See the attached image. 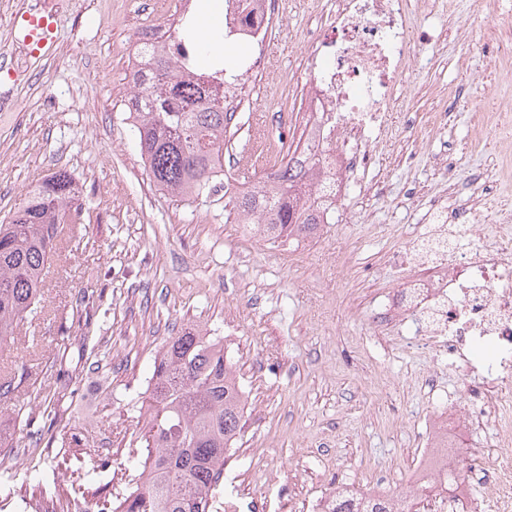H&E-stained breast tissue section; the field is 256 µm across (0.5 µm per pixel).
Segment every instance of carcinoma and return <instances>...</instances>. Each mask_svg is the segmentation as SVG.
I'll return each mask as SVG.
<instances>
[{"mask_svg": "<svg viewBox=\"0 0 512 512\" xmlns=\"http://www.w3.org/2000/svg\"><path fill=\"white\" fill-rule=\"evenodd\" d=\"M190 44L196 71L199 41L190 30L174 40V53H157L152 67L132 75L127 100L141 158L153 183L180 199L208 198L224 173L228 118L224 93L202 94L182 79L173 56ZM317 154L288 149L278 170L279 188L239 193L224 212L246 222L265 218L263 236L310 237L333 209L312 201ZM81 193L59 169L29 187L5 224H0V346L15 338L19 323L41 313L40 292L47 264L72 225L80 223ZM245 391L224 344L199 331L171 336L154 361L148 388L131 411L142 420L141 456L131 455L121 477L126 491L95 501L89 512H210L211 491L242 430ZM329 512H392L386 495H335Z\"/></svg>", "mask_w": 512, "mask_h": 512, "instance_id": "cac0c4a2", "label": "carcinoma"}]
</instances>
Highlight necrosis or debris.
Instances as JSON below:
<instances>
[{
  "label": "necrosis or debris",
  "instance_id": "obj_1",
  "mask_svg": "<svg viewBox=\"0 0 512 512\" xmlns=\"http://www.w3.org/2000/svg\"><path fill=\"white\" fill-rule=\"evenodd\" d=\"M191 0H173L150 13L135 33L128 68L144 65L142 47L168 45L182 29ZM411 0H327L322 25L307 32L308 61L316 70L298 113H281L285 131L325 151L319 187L344 206L353 175L369 167L372 146L396 110L398 90L419 32ZM286 20L284 0H224V39L251 43L256 55L249 72L268 71L264 50ZM448 174V194L428 204L437 226L431 238L409 253L414 269L381 307L382 319L412 323L413 339L446 355L469 405L438 414L413 467L397 512H409L421 490H431L430 512H466L473 497L468 477L449 487V471L476 465L485 448L500 454L482 480L488 512H512V212L497 213L499 231L481 236L478 198L482 175L460 182L452 153L436 159ZM484 447L471 446L473 437Z\"/></svg>",
  "mask_w": 512,
  "mask_h": 512
}]
</instances>
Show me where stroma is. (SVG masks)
Segmentation results:
<instances>
[{
  "mask_svg": "<svg viewBox=\"0 0 512 512\" xmlns=\"http://www.w3.org/2000/svg\"><path fill=\"white\" fill-rule=\"evenodd\" d=\"M153 0H57L50 53L31 54L14 20L43 0H0V221L26 189L64 169L85 203L77 240L50 268L45 309L25 322L17 344L0 348V376L22 366L18 391L0 397V512H49V486L68 490L75 467L114 471L138 448L129 406L141 398L165 341L185 329L220 337L247 392L243 429L214 506L258 500L289 512L336 487L404 489L433 415L458 387L447 358L405 341V327L375 321L374 301L397 288L400 264L420 233L427 201L446 194L435 157L454 147L459 179L501 180L492 208L512 202V180L492 157L504 143L471 119L490 93L512 94V60L486 43V0H427L418 28L447 39L415 43L395 126L417 125L416 142L379 148L365 180L373 199L348 208L313 238L273 243L224 218V194L179 201L149 178L122 110L130 92L126 51ZM326 0H285L288 26L269 44L270 75L244 86L224 147L233 177L262 175L257 143L286 155L289 141L271 113L297 109L306 31ZM458 100L447 133L428 115L443 95ZM417 193L412 214L399 203ZM57 420L43 429L44 411ZM42 428L29 448L28 426Z\"/></svg>",
  "mask_w": 512,
  "mask_h": 512,
  "instance_id": "obj_1",
  "label": "stroma"
}]
</instances>
